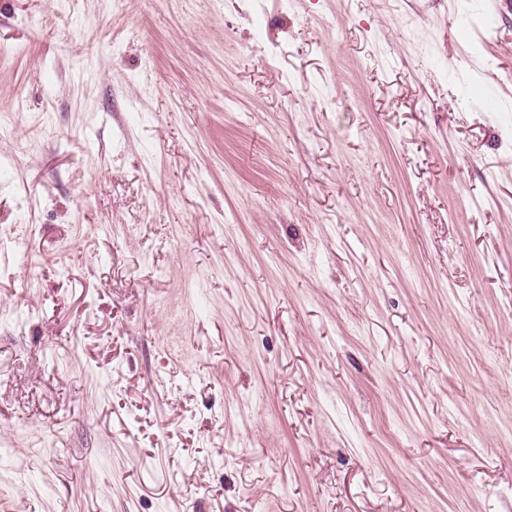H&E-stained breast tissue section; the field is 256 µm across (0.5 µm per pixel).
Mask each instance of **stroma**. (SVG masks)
Listing matches in <instances>:
<instances>
[{
    "label": "stroma",
    "instance_id": "1",
    "mask_svg": "<svg viewBox=\"0 0 512 512\" xmlns=\"http://www.w3.org/2000/svg\"><path fill=\"white\" fill-rule=\"evenodd\" d=\"M0 512H512V0H0Z\"/></svg>",
    "mask_w": 512,
    "mask_h": 512
}]
</instances>
